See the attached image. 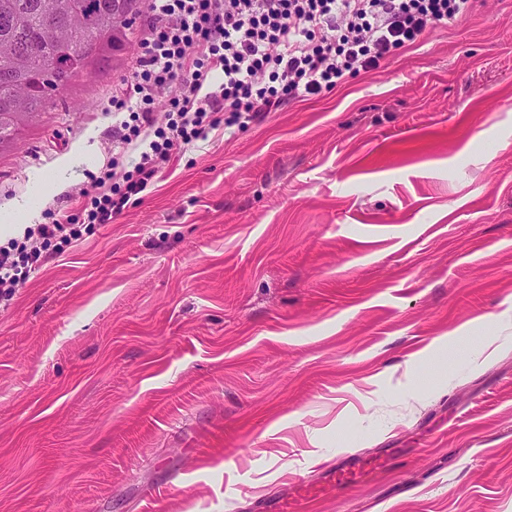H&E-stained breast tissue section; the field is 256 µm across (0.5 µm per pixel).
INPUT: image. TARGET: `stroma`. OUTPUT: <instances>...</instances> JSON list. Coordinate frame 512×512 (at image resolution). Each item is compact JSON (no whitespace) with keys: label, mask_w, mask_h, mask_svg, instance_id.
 <instances>
[{"label":"stroma","mask_w":512,"mask_h":512,"mask_svg":"<svg viewBox=\"0 0 512 512\" xmlns=\"http://www.w3.org/2000/svg\"><path fill=\"white\" fill-rule=\"evenodd\" d=\"M132 53L0 150L112 155ZM512 512V0L211 131L0 306V512Z\"/></svg>","instance_id":"1"}]
</instances>
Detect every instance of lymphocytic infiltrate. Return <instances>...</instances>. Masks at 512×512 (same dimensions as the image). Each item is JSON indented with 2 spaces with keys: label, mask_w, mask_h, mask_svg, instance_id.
Masks as SVG:
<instances>
[{
  "label": "lymphocytic infiltrate",
  "mask_w": 512,
  "mask_h": 512,
  "mask_svg": "<svg viewBox=\"0 0 512 512\" xmlns=\"http://www.w3.org/2000/svg\"><path fill=\"white\" fill-rule=\"evenodd\" d=\"M470 0H147L132 75L112 90L110 180L71 211L0 246V301H10L52 244L111 223L195 141L258 123L285 103L330 91L465 17ZM165 103L168 121L154 115ZM133 166H126L128 154Z\"/></svg>",
  "instance_id": "1"
}]
</instances>
